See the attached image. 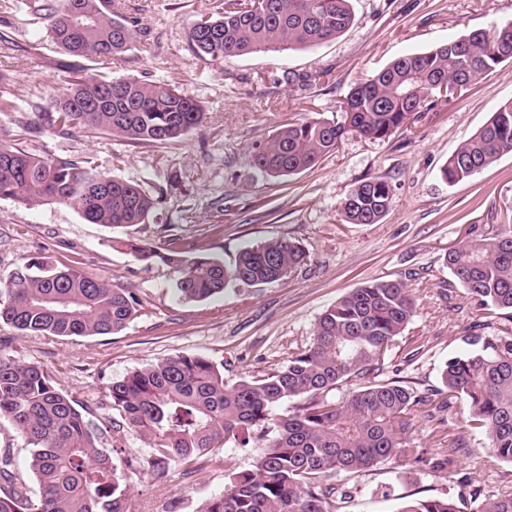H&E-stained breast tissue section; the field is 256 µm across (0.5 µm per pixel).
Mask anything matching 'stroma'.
Masks as SVG:
<instances>
[{"label": "stroma", "mask_w": 512, "mask_h": 512, "mask_svg": "<svg viewBox=\"0 0 512 512\" xmlns=\"http://www.w3.org/2000/svg\"><path fill=\"white\" fill-rule=\"evenodd\" d=\"M220 2L114 0L118 14L140 19V43L118 58L81 63L91 74L183 86L206 119L165 145L132 143L109 132L53 130L46 120L50 100L65 92L68 80L59 67L62 53L24 10L0 13V32L11 37L0 43V95L18 106L0 113V140L37 155L90 162L159 199L148 223L120 230L88 223L63 204L0 201V279L27 260L49 256L141 299L127 328L110 336L62 340L0 326V344L10 355L55 374L89 420L110 426L132 512H198L223 493L228 473L252 467L264 445L230 444L204 464L173 462L164 478H155L141 464L151 448L112 407V382L179 353L223 364L231 382L266 375L309 343L318 315L342 295L401 277L418 300V312L390 351L387 369L405 368L419 387L435 386L444 360L460 349L459 331L478 315L469 296L445 295L441 283L450 273L444 257L468 239L470 229L488 233L512 224V155L456 185L440 173L457 145L512 101V61L389 138L346 134L336 152L300 174L266 177L250 162L253 146L282 124L336 118L350 86L393 59L511 21L512 0H351L353 24L335 40L212 65L192 55L187 31ZM269 72L278 83H260ZM319 72L325 80L307 90L287 81L292 74ZM379 175L394 187L389 213L376 224L342 221L346 194L360 180ZM164 224L189 253L228 266L242 247L280 237L300 244L308 261L293 277L259 288L235 285L224 295L189 301L178 293L169 266L137 261L112 245L119 235L162 243ZM417 344L422 351L416 362L405 365ZM366 482L342 512H396L406 500L455 496L461 488L458 478L407 462L380 466ZM385 486L391 490L387 499L379 493Z\"/></svg>", "instance_id": "obj_1"}]
</instances>
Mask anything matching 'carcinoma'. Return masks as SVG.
Instances as JSON below:
<instances>
[{"label":"carcinoma","mask_w":512,"mask_h":512,"mask_svg":"<svg viewBox=\"0 0 512 512\" xmlns=\"http://www.w3.org/2000/svg\"><path fill=\"white\" fill-rule=\"evenodd\" d=\"M351 0H224L218 17L189 27L188 46L214 63L228 56L311 48L341 36L352 24ZM51 41L70 58L110 59L135 47L136 21L112 11V0H42L33 5ZM81 15L82 24L73 22ZM491 53L483 30L434 49L404 54L355 83L340 105L341 119H298L255 145L259 172L284 177L314 167L346 133L381 140L415 123L451 89L479 83L512 60V26ZM53 124L108 131L134 142L163 145L199 126L205 112L185 90L164 81L84 75L53 101ZM512 153V102L463 140L441 168L458 183ZM394 199L381 176L358 182L340 203L347 224L380 222ZM0 200L28 206L56 202L92 224L129 228L149 221L157 199L140 184L101 175L92 166L43 157L0 142ZM138 261L158 259L177 273L186 300L224 294L231 284L261 287L288 277L307 254L287 238L243 248L235 263L186 256L178 239L164 250L136 238H117ZM451 278L486 315L462 329L459 354L448 358L440 383L420 389L403 377L383 378L388 353L417 314V299L402 279L355 288L317 318L311 342L281 368L261 377L224 379V365L177 354L112 382V408L153 449L146 464L158 478L168 461L209 459L214 449L255 435L265 451L252 468L228 475L224 492L198 512H336L361 479L382 465L412 462L457 472L483 438L489 468L512 465V225L502 224L448 251ZM139 306L135 294L49 257L28 262L0 280V324L52 338L94 337L127 327ZM288 414L278 413L284 402ZM445 425L462 418L466 433L424 448L412 434L416 418ZM30 447L28 469L39 493L0 456V512H130L121 470L103 446L99 428L58 387L54 374L0 352V419ZM495 491L483 494L485 473H469L470 512H512V473L496 472ZM453 496L410 499L397 512H462Z\"/></svg>","instance_id":"cac0c4a2"}]
</instances>
